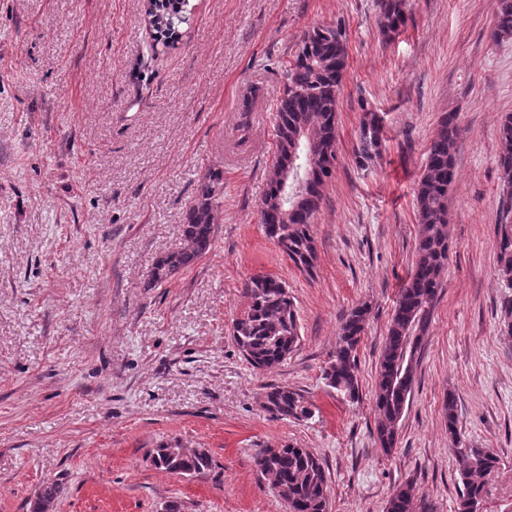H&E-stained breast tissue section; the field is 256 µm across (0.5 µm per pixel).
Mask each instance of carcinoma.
<instances>
[{
    "label": "carcinoma",
    "mask_w": 512,
    "mask_h": 512,
    "mask_svg": "<svg viewBox=\"0 0 512 512\" xmlns=\"http://www.w3.org/2000/svg\"><path fill=\"white\" fill-rule=\"evenodd\" d=\"M495 38L512 35V0H495ZM407 0H376L379 32L394 39L406 21ZM190 0H148L144 24L155 41L170 47L179 41L182 27L191 18ZM344 35L336 26L318 25L301 36L293 61L284 72L283 95L276 104L275 159L258 216L266 235L303 272L317 261L313 224L317 223L325 184L332 176L328 159L336 158L337 94L346 69ZM460 134L458 114L446 112L427 152L423 175L414 191L420 226L417 257L394 307L379 355L375 405L377 440L391 450L398 441L399 422L415 383L418 355L443 288L448 266V191L455 178V151ZM499 167L503 193L499 201L496 232L498 276L512 290V113L499 128ZM383 128L376 113H363L354 151L359 167L380 157ZM223 172L215 169L197 185L185 216L180 245L159 256L148 272L156 286L192 266L214 243L215 214L221 206ZM247 309L234 320V342L247 362L258 371L284 363L301 340L297 307L281 280L256 275L243 284ZM370 307L363 302L343 316L333 359L323 371L326 385L355 401L359 399L357 350L365 332ZM265 408L281 419L309 420L311 403L299 390L286 385L264 387ZM448 436L460 463L463 491L458 512H480L486 478L498 459L486 448L466 445L457 431V401H444ZM261 474L274 486L284 487L293 512H328V478L322 461L293 443L262 448L255 457ZM152 463L159 469L199 477L212 469L207 453L171 456L166 447L154 449ZM63 493L58 482L38 491V502L55 503ZM384 512H435L433 504L416 496L407 482L387 499Z\"/></svg>",
    "instance_id": "carcinoma-1"
}]
</instances>
